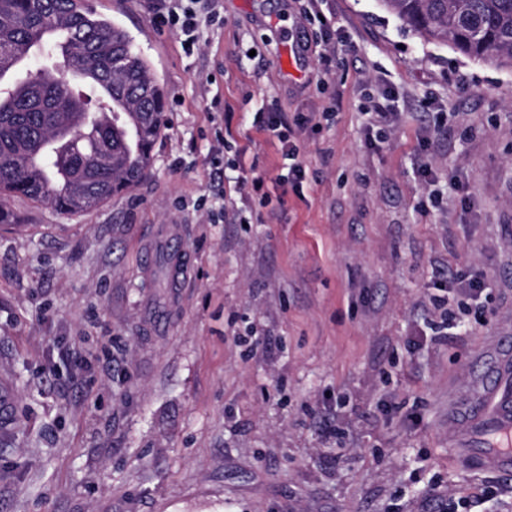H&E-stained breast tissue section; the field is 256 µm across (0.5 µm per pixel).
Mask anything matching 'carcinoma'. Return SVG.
Here are the masks:
<instances>
[{"label": "carcinoma", "instance_id": "carcinoma-1", "mask_svg": "<svg viewBox=\"0 0 512 512\" xmlns=\"http://www.w3.org/2000/svg\"><path fill=\"white\" fill-rule=\"evenodd\" d=\"M379 3L428 42L512 68V0ZM67 46L99 84L70 81L61 64ZM34 57L51 69H23ZM1 83L0 224L12 223L10 197L79 215L146 177L166 95L112 19L87 23L78 0H0Z\"/></svg>", "mask_w": 512, "mask_h": 512}]
</instances>
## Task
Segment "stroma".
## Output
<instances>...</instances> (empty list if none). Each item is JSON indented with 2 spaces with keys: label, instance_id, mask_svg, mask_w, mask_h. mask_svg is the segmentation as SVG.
I'll return each mask as SVG.
<instances>
[{
  "label": "stroma",
  "instance_id": "1",
  "mask_svg": "<svg viewBox=\"0 0 512 512\" xmlns=\"http://www.w3.org/2000/svg\"><path fill=\"white\" fill-rule=\"evenodd\" d=\"M94 3L165 88L166 125L146 179L96 210L11 201L0 512H434V486L447 512H512V475L463 461L448 419L475 353L512 330V69L426 42L378 0H327L332 56L302 0H223L190 54L157 0ZM331 98L294 138L301 192L273 188L281 145L259 112ZM371 100L399 114L381 141ZM254 173L270 200L236 210ZM174 227L188 264L162 283L143 253ZM440 264L459 290L439 289ZM440 302L459 325L435 336Z\"/></svg>",
  "mask_w": 512,
  "mask_h": 512
}]
</instances>
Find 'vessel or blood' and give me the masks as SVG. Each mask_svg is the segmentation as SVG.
Listing matches in <instances>:
<instances>
[{
	"label": "vessel or blood",
	"mask_w": 512,
	"mask_h": 512,
	"mask_svg": "<svg viewBox=\"0 0 512 512\" xmlns=\"http://www.w3.org/2000/svg\"><path fill=\"white\" fill-rule=\"evenodd\" d=\"M480 361L477 397L451 404L448 417L476 469L508 475L512 473V338L500 337L481 353Z\"/></svg>",
	"instance_id": "1"
}]
</instances>
